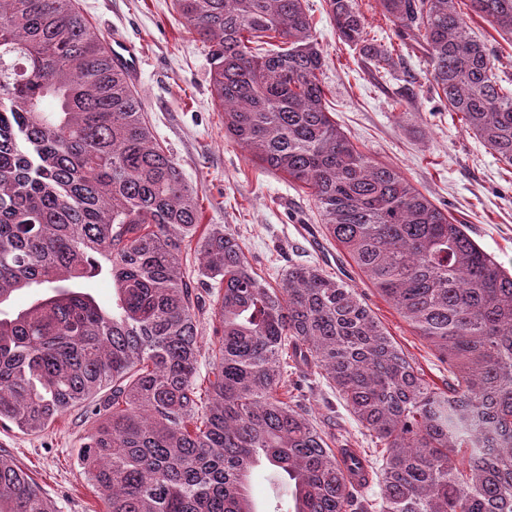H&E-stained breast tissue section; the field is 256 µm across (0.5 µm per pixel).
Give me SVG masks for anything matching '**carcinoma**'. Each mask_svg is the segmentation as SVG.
I'll return each mask as SVG.
<instances>
[{"label": "carcinoma", "instance_id": "cac0c4a2", "mask_svg": "<svg viewBox=\"0 0 512 512\" xmlns=\"http://www.w3.org/2000/svg\"><path fill=\"white\" fill-rule=\"evenodd\" d=\"M205 44L224 135L310 190L320 223L448 364L430 384L355 289L311 264L273 287L157 143L137 91L77 0H0V422L40 432L106 389L77 455L105 512H257L252 472L293 485V512H512V274L398 169L358 150L327 108L305 0H174ZM458 0H379L433 93L512 168V90ZM512 36V0H469ZM373 63L357 0H326ZM281 45L265 49L262 38ZM201 237H196V234ZM222 289L199 382L196 294ZM112 281V309L89 291ZM43 290L14 314L15 292ZM312 365L378 440L380 493L357 500L336 453L287 399ZM0 512H56L0 454Z\"/></svg>", "mask_w": 512, "mask_h": 512}]
</instances>
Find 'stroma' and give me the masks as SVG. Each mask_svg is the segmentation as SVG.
I'll return each instance as SVG.
<instances>
[{
  "label": "stroma",
  "mask_w": 512,
  "mask_h": 512,
  "mask_svg": "<svg viewBox=\"0 0 512 512\" xmlns=\"http://www.w3.org/2000/svg\"><path fill=\"white\" fill-rule=\"evenodd\" d=\"M79 6L106 43L119 37L135 46V87L157 142L196 188L204 223L224 225L233 233L255 272L270 284H278L293 263L317 264L348 283L426 380L443 385L447 364L329 242L315 221L308 189L261 167L225 137L224 114L212 94L208 50L180 23L173 0H79ZM307 7L326 57L322 81L337 125L358 150L400 170L511 269L512 169L434 95L423 58L405 53L386 68H375L339 40L325 0H307ZM467 22L496 53L499 74L512 88V43L475 13H468ZM288 377L302 382L304 404L330 448L374 447V440L314 369L292 365ZM93 425L83 406L35 435L2 421L0 454L27 471L56 512H104L76 457ZM252 493L263 507L292 504L287 478L270 467L254 473Z\"/></svg>",
  "instance_id": "35a3bbf8"
}]
</instances>
